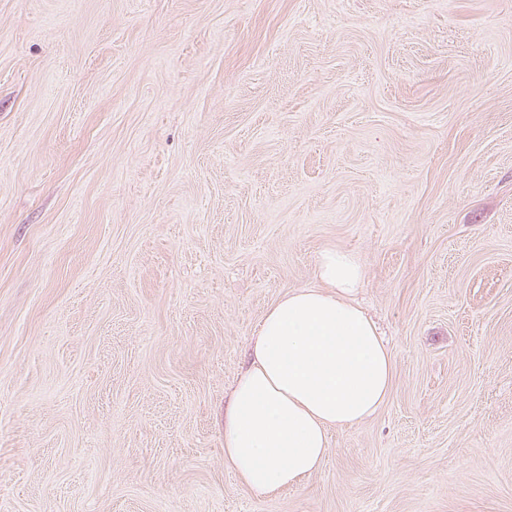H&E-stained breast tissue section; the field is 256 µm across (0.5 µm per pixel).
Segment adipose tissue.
Masks as SVG:
<instances>
[{
	"label": "adipose tissue",
	"mask_w": 512,
	"mask_h": 512,
	"mask_svg": "<svg viewBox=\"0 0 512 512\" xmlns=\"http://www.w3.org/2000/svg\"><path fill=\"white\" fill-rule=\"evenodd\" d=\"M315 277L267 309L224 411V460L259 496L300 485L330 429L362 422L392 386V355L355 300L361 259L323 249Z\"/></svg>",
	"instance_id": "adipose-tissue-1"
}]
</instances>
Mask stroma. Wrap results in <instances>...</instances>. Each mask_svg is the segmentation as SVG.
<instances>
[{
  "instance_id": "1",
  "label": "stroma",
  "mask_w": 512,
  "mask_h": 512,
  "mask_svg": "<svg viewBox=\"0 0 512 512\" xmlns=\"http://www.w3.org/2000/svg\"><path fill=\"white\" fill-rule=\"evenodd\" d=\"M328 246L393 386L258 496L224 408ZM0 512H512V0H0Z\"/></svg>"
}]
</instances>
